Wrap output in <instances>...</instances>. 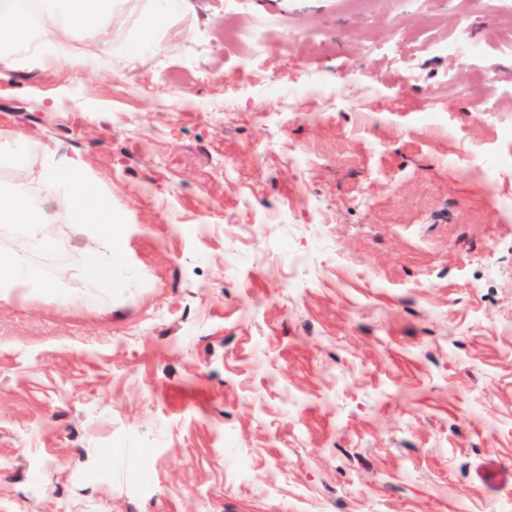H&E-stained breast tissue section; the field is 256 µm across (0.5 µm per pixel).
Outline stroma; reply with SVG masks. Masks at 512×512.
Instances as JSON below:
<instances>
[{"label": "stroma", "mask_w": 512, "mask_h": 512, "mask_svg": "<svg viewBox=\"0 0 512 512\" xmlns=\"http://www.w3.org/2000/svg\"><path fill=\"white\" fill-rule=\"evenodd\" d=\"M109 13L0 76L127 268L0 299V512H512V0ZM476 477L486 489L494 491L507 483L512 484V467L486 462L478 468Z\"/></svg>", "instance_id": "1"}]
</instances>
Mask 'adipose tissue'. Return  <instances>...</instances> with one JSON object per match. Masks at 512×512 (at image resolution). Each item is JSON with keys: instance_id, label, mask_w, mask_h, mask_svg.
I'll return each instance as SVG.
<instances>
[{"instance_id": "obj_1", "label": "adipose tissue", "mask_w": 512, "mask_h": 512, "mask_svg": "<svg viewBox=\"0 0 512 512\" xmlns=\"http://www.w3.org/2000/svg\"><path fill=\"white\" fill-rule=\"evenodd\" d=\"M105 0H36L35 6L0 8V73L25 59L37 67L58 61L90 62L73 52L75 33L84 27L107 26ZM8 162L13 177L0 184V230L26 241L22 251L0 249V296L28 289L34 297L64 301V273L46 277L34 265L33 252L67 249L62 227L81 235L83 274L96 287L111 288L122 257L115 243L112 203L100 197L77 160H57L40 141L22 135L0 137V162Z\"/></svg>"}]
</instances>
